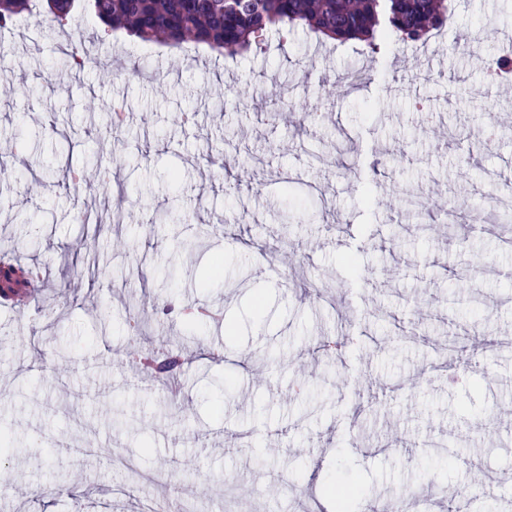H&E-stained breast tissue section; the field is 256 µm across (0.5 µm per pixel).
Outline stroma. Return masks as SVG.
<instances>
[{
	"mask_svg": "<svg viewBox=\"0 0 512 512\" xmlns=\"http://www.w3.org/2000/svg\"><path fill=\"white\" fill-rule=\"evenodd\" d=\"M452 3L433 42L373 56L301 28L233 58L121 32L107 84L54 68L50 23L0 30V148L36 174L0 180V246L43 270L34 301L0 303V512L189 496L195 512H336L339 483L358 488L356 512L409 486L439 510L454 494L512 512V198L488 180L512 181V74L487 72L512 0ZM351 70L371 75L362 91L325 90ZM114 102L128 114L115 135ZM340 139L360 178L337 166ZM98 148L117 162L99 190L48 178ZM225 149L253 173L233 199L210 161ZM403 186L468 216L421 224ZM115 208L112 248L70 279L87 230L74 214ZM135 267L138 310L122 282ZM135 315L142 346H187L179 399L129 364ZM483 332L492 346L466 360Z\"/></svg>",
	"mask_w": 512,
	"mask_h": 512,
	"instance_id": "stroma-1",
	"label": "stroma"
}]
</instances>
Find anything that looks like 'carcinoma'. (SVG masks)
Masks as SVG:
<instances>
[{"instance_id":"1","label":"carcinoma","mask_w":512,"mask_h":512,"mask_svg":"<svg viewBox=\"0 0 512 512\" xmlns=\"http://www.w3.org/2000/svg\"><path fill=\"white\" fill-rule=\"evenodd\" d=\"M76 0H0V28L26 13L43 16L62 27L72 19ZM95 16L112 31L169 47L206 45L221 56L252 53L272 33L298 26L317 37L341 43L362 41L370 52L391 39L396 43L427 40L447 25L448 0H88ZM91 56L82 39L72 38L60 56L63 65L79 72L75 59ZM111 222L94 224L88 252L98 254ZM40 279L33 267L20 272L0 263V298L20 297L27 281ZM177 348L153 356L154 373L169 377L182 367Z\"/></svg>"}]
</instances>
